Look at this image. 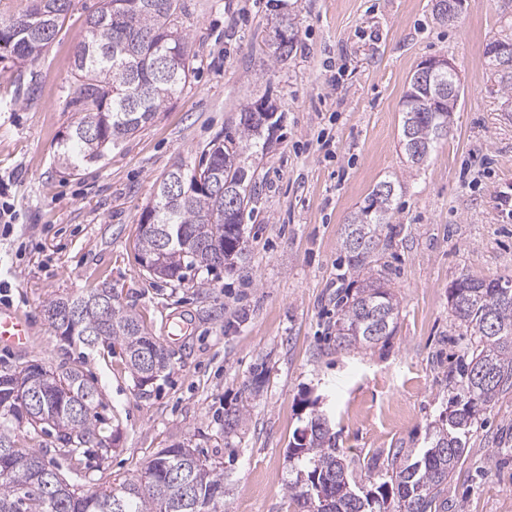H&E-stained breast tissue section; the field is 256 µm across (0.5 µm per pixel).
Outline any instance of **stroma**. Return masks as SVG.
<instances>
[{
  "instance_id": "obj_1",
  "label": "stroma",
  "mask_w": 512,
  "mask_h": 512,
  "mask_svg": "<svg viewBox=\"0 0 512 512\" xmlns=\"http://www.w3.org/2000/svg\"><path fill=\"white\" fill-rule=\"evenodd\" d=\"M435 0H185L195 74L164 111L99 161L72 169L57 157L81 118L69 95L74 50L99 0H73L28 92L0 63V176L11 178L20 222L0 237V306L33 326L25 350L0 347V371L39 359L81 365L97 387L114 449L81 465L53 438L19 435L57 461L78 488L134 478L161 449H197L224 464L223 512H297L288 443L311 409L329 416L339 448L363 460L388 448H421L448 406L468 337L448 313L460 276L512 277V112L485 63L486 44L512 38V0H465L458 21L438 23ZM289 13L298 49L274 63L268 28ZM444 56L461 79L448 136L421 166L401 145L409 81ZM268 98L280 126L254 164L258 213L245 221L234 266L190 271L183 283L150 276L136 247L139 219L160 181L197 162L234 130L247 100ZM330 132L334 157L315 145ZM400 184L396 236L383 257L400 300L385 346L337 351L328 322L340 287V236L381 181ZM109 286L163 345L169 365L138 388L120 351L60 343L46 302ZM184 324L170 336L168 320ZM265 382L233 432L257 366ZM512 392L482 415L470 451L448 484V512H512ZM264 377H265V369L263 368V366L260 367V370H259V367H256L255 371L253 372L251 381L245 385V389H244L245 396H244V401L242 400L241 407H238L234 411L224 412V430H229V432H230V431H233L235 429V427H237L240 417H242L243 415H246V413L248 412V409H247V407L249 406L248 399L250 398V396H256L259 393L260 387L264 381ZM246 394H247V396H246Z\"/></svg>"
}]
</instances>
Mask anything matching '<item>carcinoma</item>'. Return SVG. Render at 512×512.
I'll return each instance as SVG.
<instances>
[{"instance_id":"1","label":"carcinoma","mask_w":512,"mask_h":512,"mask_svg":"<svg viewBox=\"0 0 512 512\" xmlns=\"http://www.w3.org/2000/svg\"><path fill=\"white\" fill-rule=\"evenodd\" d=\"M22 14L0 13V62L34 66L54 39L72 0H32ZM181 0H100L88 15L74 52L70 87L79 121L59 145L65 165L96 162L122 139L161 111L192 76L194 54L180 16ZM274 26L292 39L274 48L284 63L298 42L294 18L283 15ZM173 51L169 67L156 65L158 44ZM503 95H512V67L490 71ZM425 85L409 82L402 116V146L419 166L449 131L459 97L422 107ZM257 102L245 103L235 133L226 144L202 151L205 167L248 197L244 209L223 216L224 198L204 190L166 196L158 187L153 213L159 233L140 235V255L169 242L164 266L153 272L180 281L188 269L215 270L242 254L244 217L254 212L257 182L251 168L267 146L265 134L247 116ZM396 184L381 181L344 226L340 249L346 270L360 278L356 288L336 291V348H373L397 331L400 303L379 256L392 246ZM224 243V259L205 245ZM448 304L453 321L469 333L467 355L454 382L448 408L427 434L419 452L391 448L385 474L378 459L353 465L336 445L329 419L315 412L289 443L296 479L288 497L305 512H447L448 482L469 452L468 440L480 417L512 389V279L464 276L452 283ZM44 312L56 337L68 346L120 347L138 386L154 383L167 368L164 349L110 287L80 295L57 296ZM98 392L77 364L57 367L35 359L14 371L0 372V512H219L224 502V468L195 448L175 444L160 450L139 476L115 487L79 490L61 478L36 448L22 446L16 433L51 436L60 455L76 460L111 450L117 438L98 426Z\"/></svg>"}]
</instances>
